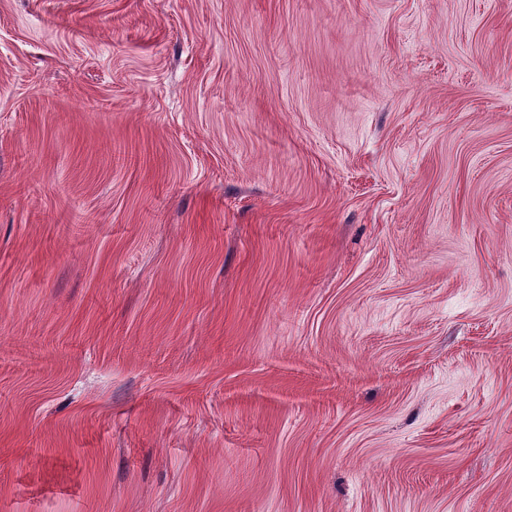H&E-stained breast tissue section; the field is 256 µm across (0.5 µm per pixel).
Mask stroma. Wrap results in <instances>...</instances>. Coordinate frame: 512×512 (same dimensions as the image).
<instances>
[{
	"label": "stroma",
	"mask_w": 512,
	"mask_h": 512,
	"mask_svg": "<svg viewBox=\"0 0 512 512\" xmlns=\"http://www.w3.org/2000/svg\"><path fill=\"white\" fill-rule=\"evenodd\" d=\"M0 512H512V0H0Z\"/></svg>",
	"instance_id": "35a3bbf8"
}]
</instances>
